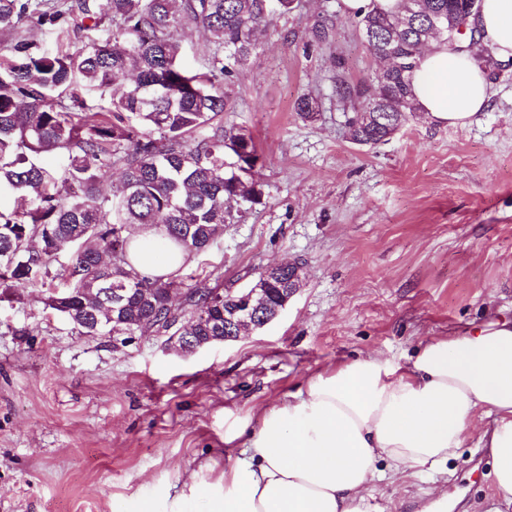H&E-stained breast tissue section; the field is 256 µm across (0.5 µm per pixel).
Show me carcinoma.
<instances>
[{
  "instance_id": "obj_1",
  "label": "carcinoma",
  "mask_w": 512,
  "mask_h": 512,
  "mask_svg": "<svg viewBox=\"0 0 512 512\" xmlns=\"http://www.w3.org/2000/svg\"><path fill=\"white\" fill-rule=\"evenodd\" d=\"M295 0H0V299L19 288H41L95 333L84 303L110 288L129 289L123 329L143 335L185 323L196 336L224 335L219 286L189 288L181 312L168 307L183 286L181 270L141 276L128 260L131 227L159 229L160 239L199 255L231 223L226 202L261 203L264 165L254 138L224 127L230 82L257 54L260 36ZM465 0H412L402 13L369 12L356 26L370 51L394 65L372 83L354 86L336 74V93L360 111L349 123L359 145L389 140L420 111L410 76L432 41L468 52L484 71L497 60L474 37L448 31ZM89 44L66 49L74 13ZM109 28L100 31L102 20ZM46 26L56 49L19 35L24 23ZM203 29L214 45L211 67L184 63L182 32ZM122 169L118 191L100 183ZM142 286L148 294L137 290Z\"/></svg>"
}]
</instances>
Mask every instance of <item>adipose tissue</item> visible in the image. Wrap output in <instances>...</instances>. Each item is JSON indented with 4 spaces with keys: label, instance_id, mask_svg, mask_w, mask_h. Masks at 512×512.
Segmentation results:
<instances>
[{
    "label": "adipose tissue",
    "instance_id": "obj_1",
    "mask_svg": "<svg viewBox=\"0 0 512 512\" xmlns=\"http://www.w3.org/2000/svg\"><path fill=\"white\" fill-rule=\"evenodd\" d=\"M482 42L512 59V0H482ZM412 94L431 120L470 125L493 94L466 54L434 43L411 76ZM154 228L132 233L131 266L158 277L186 265L188 253L158 247ZM480 440L492 461L488 512H512V322L490 321L464 336L430 340L408 363L367 355L264 411L224 489L195 485L204 512H372L366 495L382 468L404 477L448 461L482 416Z\"/></svg>",
    "mask_w": 512,
    "mask_h": 512
}]
</instances>
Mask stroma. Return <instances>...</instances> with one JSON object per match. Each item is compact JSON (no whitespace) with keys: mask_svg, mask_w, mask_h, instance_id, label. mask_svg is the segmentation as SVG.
<instances>
[{"mask_svg":"<svg viewBox=\"0 0 512 512\" xmlns=\"http://www.w3.org/2000/svg\"><path fill=\"white\" fill-rule=\"evenodd\" d=\"M379 68L342 0H296L234 79L224 124L254 136L264 198L191 256L185 285L208 272L234 290L302 263L263 329L184 356L163 332L79 335L37 288L0 301V512H168L180 494L200 512L189 484L222 487L225 437L241 449L236 431L311 375L366 354L402 363L428 340L512 320V63L472 124L418 112L360 146L336 75L367 85ZM305 94L311 120L294 109ZM441 493L449 512H486L492 464L475 440L442 469L368 490L376 512H420Z\"/></svg>","mask_w":512,"mask_h":512,"instance_id":"35a3bbf8","label":"stroma"}]
</instances>
